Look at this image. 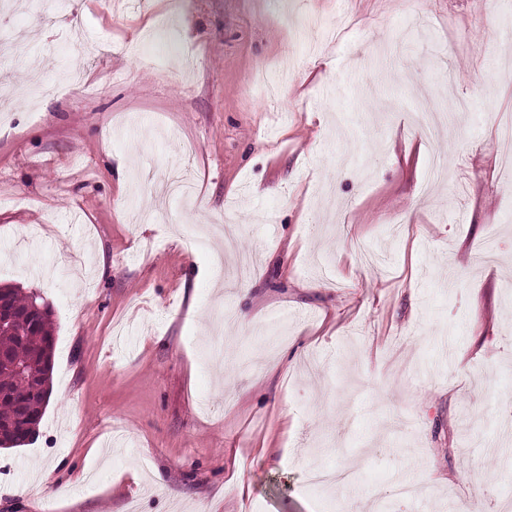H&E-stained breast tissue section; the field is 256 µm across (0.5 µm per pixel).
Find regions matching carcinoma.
I'll list each match as a JSON object with an SVG mask.
<instances>
[{
    "mask_svg": "<svg viewBox=\"0 0 512 512\" xmlns=\"http://www.w3.org/2000/svg\"><path fill=\"white\" fill-rule=\"evenodd\" d=\"M14 307L28 312L21 327L0 328V447L15 448L32 441L29 428L42 418L51 398L54 321L41 298L5 285Z\"/></svg>",
    "mask_w": 512,
    "mask_h": 512,
    "instance_id": "1",
    "label": "carcinoma"
}]
</instances>
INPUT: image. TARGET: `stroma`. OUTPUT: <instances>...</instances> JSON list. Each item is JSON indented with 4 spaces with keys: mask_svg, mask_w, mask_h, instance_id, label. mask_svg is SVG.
Returning a JSON list of instances; mask_svg holds the SVG:
<instances>
[{
    "mask_svg": "<svg viewBox=\"0 0 512 512\" xmlns=\"http://www.w3.org/2000/svg\"><path fill=\"white\" fill-rule=\"evenodd\" d=\"M71 2L77 37L49 2L0 15L21 35L0 62L19 93L0 282L55 322L0 512H493L512 494V0ZM73 70L87 91L62 88ZM184 171L194 196L133 223L138 174ZM207 224L238 230L187 252ZM219 252L247 279L217 277Z\"/></svg>",
    "mask_w": 512,
    "mask_h": 512,
    "instance_id": "obj_1",
    "label": "stroma"
}]
</instances>
